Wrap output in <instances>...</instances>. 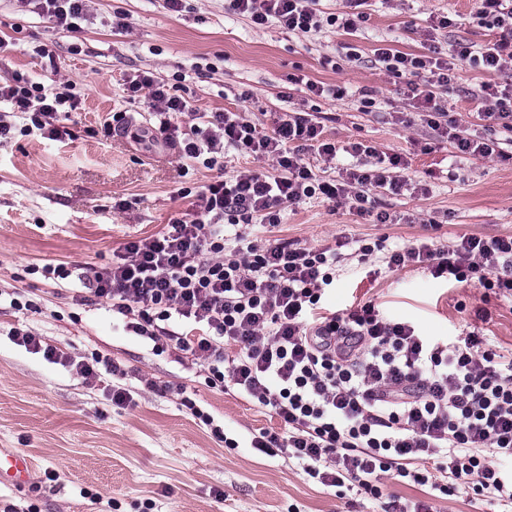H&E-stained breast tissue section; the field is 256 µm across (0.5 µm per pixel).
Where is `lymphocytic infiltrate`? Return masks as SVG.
<instances>
[{"label":"lymphocytic infiltrate","instance_id":"lymphocytic-infiltrate-1","mask_svg":"<svg viewBox=\"0 0 512 512\" xmlns=\"http://www.w3.org/2000/svg\"><path fill=\"white\" fill-rule=\"evenodd\" d=\"M34 4L55 28L81 32L87 0H20ZM320 0H225L229 14L262 27L308 34L331 26L358 30L366 22L365 0H346L345 12L324 13ZM476 14L497 37L481 50L456 43L450 53L435 45L409 54L376 49L386 72L408 75V94L429 112L430 127L449 138L458 152L491 156L495 144L475 138L449 120L436 90L453 78L456 61L472 62L497 74L481 85V120L512 133V0H475ZM129 98L148 94L158 130L189 158L216 166L226 151L271 161L269 174L243 172L194 191L191 217L173 218L161 231L127 241L110 263L78 274L47 264L44 277H77L81 305L107 304L128 332L153 342L156 350L191 352L208 366L207 382L233 384L280 419L287 438L267 431L252 446L280 451L303 464L327 486L354 485L382 495L384 476L412 478L453 495L466 488L498 512H512V353L503 354L471 332L448 343L419 334L407 322L384 318L373 303L332 311L324 296L334 280L336 253L284 239L246 242L240 225L260 218L276 225L282 204L323 195L342 203L368 202L366 187H401L402 166L347 173L329 183L304 161L316 147L324 161L335 160V143L321 141L322 127L311 114H286L273 133L234 112L207 113L203 124L180 132L178 115L191 111L186 99L148 75L126 82ZM0 139L14 130L41 131L45 138L74 140L69 127L79 99L68 85L48 89L15 72L0 78ZM388 268L420 265L435 277L477 282L497 298L512 301V236H470L449 249L428 244L392 250ZM432 470L413 471L414 461Z\"/></svg>","mask_w":512,"mask_h":512}]
</instances>
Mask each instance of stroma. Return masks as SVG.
<instances>
[{"label":"stroma","mask_w":512,"mask_h":512,"mask_svg":"<svg viewBox=\"0 0 512 512\" xmlns=\"http://www.w3.org/2000/svg\"><path fill=\"white\" fill-rule=\"evenodd\" d=\"M474 0H367L368 19L355 33L327 28L299 35L271 23L254 28L224 11V0H188L180 13L163 0H90V21L77 34L52 29L13 0H0V76L13 71L50 86L67 82L81 99L65 143L40 134L14 135L0 143V449L30 457L34 470L22 488L0 483V512H385L389 501L429 500L433 512H488L465 491L431 495L429 487L386 478L383 495L371 499L357 487L339 491L309 477L287 454H264L254 434L280 431L279 420L233 387H209L199 361L175 350L156 354L150 341L128 333L105 307L73 301L76 278L44 279L46 264L96 265L112 259L128 240L160 231L179 212L191 211L179 188L208 183L215 175L202 160L180 158L165 140L149 144L132 130L152 123L147 98L128 102V76L146 72L181 85L197 112L179 118L199 124L207 112H237L265 132L291 109L318 114L324 139L338 147L335 164L315 149L304 152L318 176L339 180L365 164L345 148L360 143L406 163L399 191L369 187L378 210L397 216L375 223L350 205L321 197L283 211L277 226H254L267 240L340 248L343 259L326 294L330 308L375 303L389 319L412 322L426 336L448 341L474 331L499 350H512V303L486 296L472 282L455 283L410 266L391 272L380 257L358 262L361 241L393 249L416 241L446 248L465 236L512 235V139L494 132L503 157L464 155L438 137L408 100L406 80L374 61L377 47L424 52L428 18L445 15L448 29L436 43L480 47L494 30L473 15ZM130 27L112 26L114 13ZM55 46L47 66L34 49ZM358 58L348 61V49ZM300 76L343 88L341 98L309 96ZM491 74L458 63L442 105L460 128L477 136L476 94ZM372 107H365L366 99ZM124 128L112 138L98 131L113 113ZM134 201L121 212L112 204ZM31 330L63 353L54 363L17 345L10 328ZM101 356L127 370L115 380L99 370L84 382L73 364ZM133 401L112 403L113 385ZM212 422L204 424L198 412ZM238 445L228 448L225 438Z\"/></svg>","instance_id":"stroma-1"}]
</instances>
